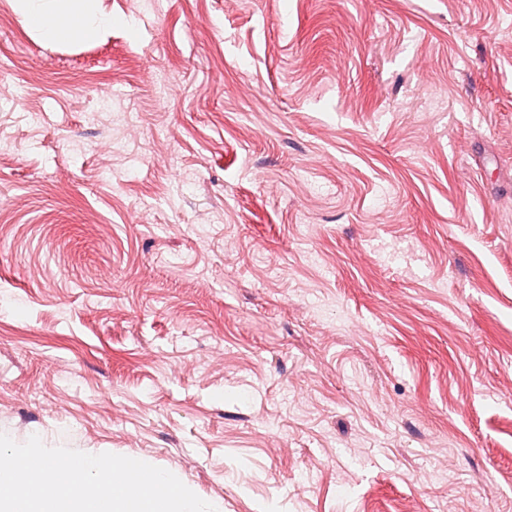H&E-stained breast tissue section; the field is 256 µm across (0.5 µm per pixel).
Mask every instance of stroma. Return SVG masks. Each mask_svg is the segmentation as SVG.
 <instances>
[{
	"mask_svg": "<svg viewBox=\"0 0 512 512\" xmlns=\"http://www.w3.org/2000/svg\"><path fill=\"white\" fill-rule=\"evenodd\" d=\"M96 6L0 0V433L217 512H512V0ZM97 0H13L25 25L47 41L86 42L112 29V16Z\"/></svg>",
	"mask_w": 512,
	"mask_h": 512,
	"instance_id": "obj_1",
	"label": "stroma"
}]
</instances>
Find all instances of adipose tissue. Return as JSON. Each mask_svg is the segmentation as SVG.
<instances>
[{"mask_svg": "<svg viewBox=\"0 0 512 512\" xmlns=\"http://www.w3.org/2000/svg\"><path fill=\"white\" fill-rule=\"evenodd\" d=\"M96 0H13L25 25L47 41L86 42L112 29L111 15Z\"/></svg>", "mask_w": 512, "mask_h": 512, "instance_id": "ef3b65f1", "label": "adipose tissue"}]
</instances>
